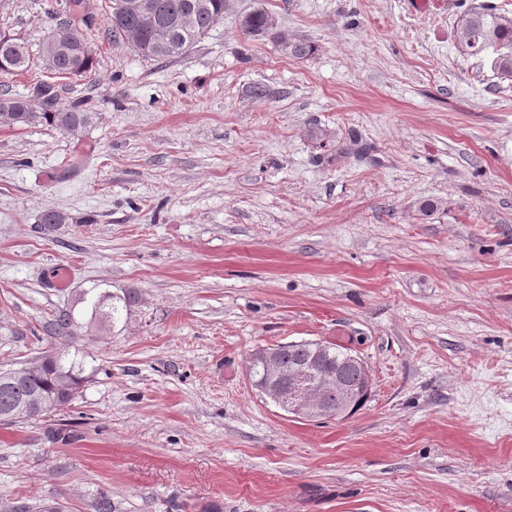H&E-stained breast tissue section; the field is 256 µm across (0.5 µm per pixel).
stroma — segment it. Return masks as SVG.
Here are the masks:
<instances>
[{
  "mask_svg": "<svg viewBox=\"0 0 512 512\" xmlns=\"http://www.w3.org/2000/svg\"><path fill=\"white\" fill-rule=\"evenodd\" d=\"M483 4L512 15L227 0L191 54L147 61L113 43L104 0H0V33L30 49L82 30L91 73L41 79L96 115L0 125V369L57 345L87 376L69 405L0 423V512H512V80L455 37ZM257 9L314 54L246 35ZM351 129L371 156L318 163ZM93 288L142 301L91 331ZM302 340L368 364L351 418L255 390L251 350Z\"/></svg>",
  "mask_w": 512,
  "mask_h": 512,
  "instance_id": "35a3bbf8",
  "label": "stroma"
}]
</instances>
